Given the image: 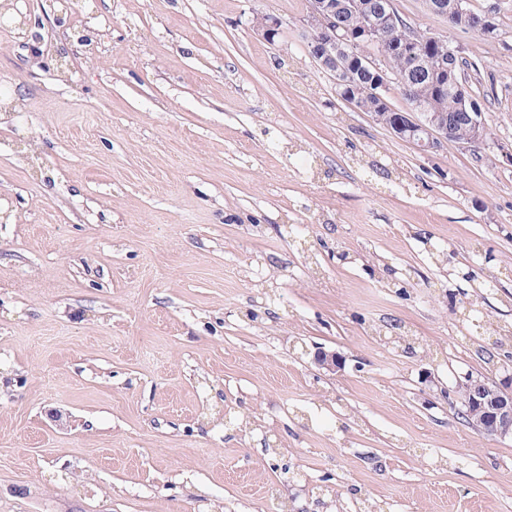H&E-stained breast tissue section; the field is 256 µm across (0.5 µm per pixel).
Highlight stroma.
<instances>
[{"label": "stroma", "mask_w": 512, "mask_h": 512, "mask_svg": "<svg viewBox=\"0 0 512 512\" xmlns=\"http://www.w3.org/2000/svg\"><path fill=\"white\" fill-rule=\"evenodd\" d=\"M473 4L500 37L394 0L489 131L424 152L306 0H18L69 53L0 26V512H512V438L443 396L512 373V0Z\"/></svg>", "instance_id": "obj_1"}]
</instances>
